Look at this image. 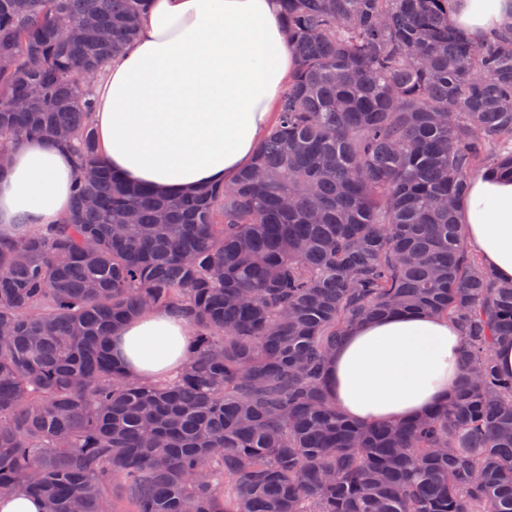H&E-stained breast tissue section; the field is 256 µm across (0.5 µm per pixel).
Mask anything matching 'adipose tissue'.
<instances>
[{"instance_id": "obj_1", "label": "adipose tissue", "mask_w": 512, "mask_h": 512, "mask_svg": "<svg viewBox=\"0 0 512 512\" xmlns=\"http://www.w3.org/2000/svg\"><path fill=\"white\" fill-rule=\"evenodd\" d=\"M450 23L478 41L512 22V0H456ZM278 0H151L138 39L93 84L99 154L128 182L181 195L230 182L276 117L295 70ZM72 156L29 138L0 168V234L58 223L71 208ZM467 242L512 282V177L479 174L460 211ZM130 377L182 369L185 320L158 308L110 338ZM460 330L448 318L396 313L353 327L330 362V392L350 420L396 424L447 402Z\"/></svg>"}]
</instances>
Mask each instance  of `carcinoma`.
<instances>
[{"mask_svg":"<svg viewBox=\"0 0 512 512\" xmlns=\"http://www.w3.org/2000/svg\"><path fill=\"white\" fill-rule=\"evenodd\" d=\"M297 67L230 186L163 197L100 159L87 78L149 0H0V150L74 156L59 224L0 236V493L44 512H512V283L465 246L479 172L512 174V23L480 42L454 0H280ZM169 308L196 345L140 383L119 323ZM446 317L448 404L393 426L331 402L332 353L387 313Z\"/></svg>","mask_w":512,"mask_h":512,"instance_id":"cac0c4a2","label":"carcinoma"}]
</instances>
